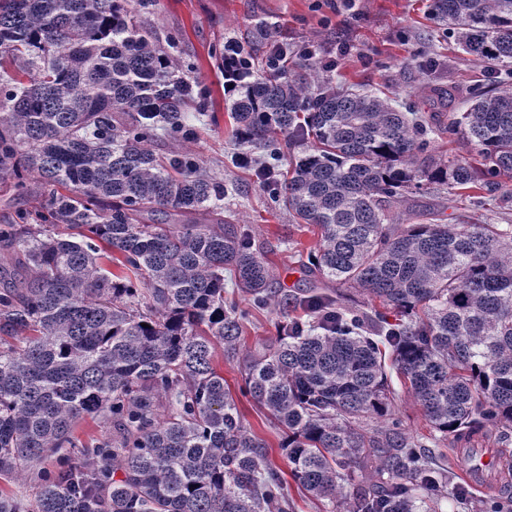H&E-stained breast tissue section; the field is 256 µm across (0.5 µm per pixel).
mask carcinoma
Returning <instances> with one entry per match:
<instances>
[{"label":"carcinoma","instance_id":"cac0c4a2","mask_svg":"<svg viewBox=\"0 0 512 512\" xmlns=\"http://www.w3.org/2000/svg\"><path fill=\"white\" fill-rule=\"evenodd\" d=\"M148 0H0V178L46 188L43 223L0 224V479L110 431L57 472L39 468L34 512H290L267 441L244 424L216 347L238 357L250 310L279 308L277 336L246 354L240 395L281 429L297 488L344 512H419L444 497L435 456L395 417L388 371L408 384L430 440L487 427L512 436V228L396 224L394 204L479 184L512 206V81L464 112L421 119L374 92L340 90L253 56L224 101L256 178L294 228L314 227L303 295L271 292L264 246L224 219V184L186 141L205 92L192 67L137 27ZM473 60L512 63V0H431ZM466 135L479 163L430 148ZM304 146L280 179L277 135ZM182 143L158 157L153 141ZM71 187V194L55 186ZM64 231H56L57 227ZM106 256L121 268L102 267ZM250 303L224 299V272ZM396 311L387 321L373 302ZM375 420L378 425L367 427ZM121 472L122 478L114 474Z\"/></svg>","mask_w":512,"mask_h":512}]
</instances>
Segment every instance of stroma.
Returning <instances> with one entry per match:
<instances>
[{
    "instance_id": "stroma-1",
    "label": "stroma",
    "mask_w": 512,
    "mask_h": 512,
    "mask_svg": "<svg viewBox=\"0 0 512 512\" xmlns=\"http://www.w3.org/2000/svg\"><path fill=\"white\" fill-rule=\"evenodd\" d=\"M344 0H153L137 10L140 29L157 38L179 37L177 54L195 64L192 74L208 92V112L188 107L194 147L207 169L234 184L225 197L224 216L246 226L255 241L269 242V263L275 291L296 294L309 282L299 268L301 255L312 251L317 234L292 232L286 211L274 208L258 187L252 171L237 166L234 121L224 108V73L214 57L227 39L255 52L253 65L262 69L272 40H287L290 48L309 49L323 63L324 77L354 90L380 88L396 107L427 115L433 110L432 91L452 87L451 111L468 107L471 92L485 85L490 73L430 21L429 0H356L347 10ZM434 211L439 223L457 224L466 217L484 224H511L512 210L501 211L493 193L469 188L463 194H417L393 209L400 224H415L421 213Z\"/></svg>"
}]
</instances>
